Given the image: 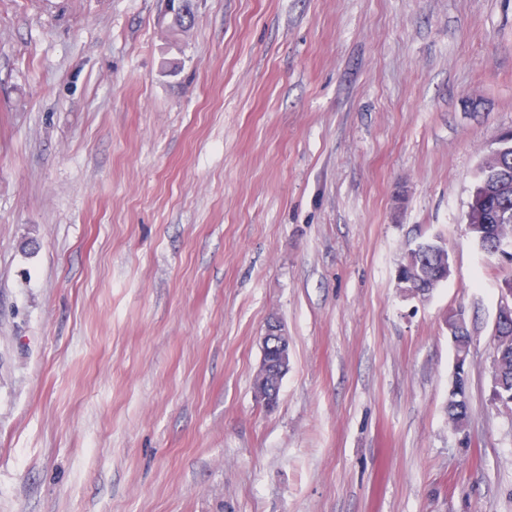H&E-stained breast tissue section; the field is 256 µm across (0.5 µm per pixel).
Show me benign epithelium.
I'll use <instances>...</instances> for the list:
<instances>
[{
    "instance_id": "obj_1",
    "label": "benign epithelium",
    "mask_w": 512,
    "mask_h": 512,
    "mask_svg": "<svg viewBox=\"0 0 512 512\" xmlns=\"http://www.w3.org/2000/svg\"><path fill=\"white\" fill-rule=\"evenodd\" d=\"M398 283L407 295L421 300L430 297L431 288H415L412 281L406 279L403 268L397 271ZM512 322V287L500 289V301L494 324ZM290 336L277 319L267 322L264 334L260 336L261 361L254 379L256 398L263 406L275 407L279 400V387L288 373Z\"/></svg>"
}]
</instances>
